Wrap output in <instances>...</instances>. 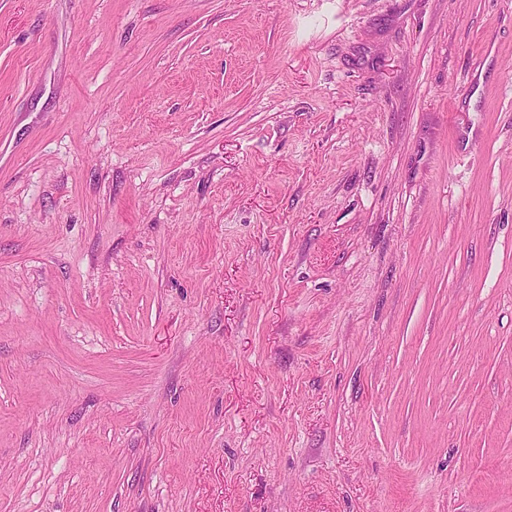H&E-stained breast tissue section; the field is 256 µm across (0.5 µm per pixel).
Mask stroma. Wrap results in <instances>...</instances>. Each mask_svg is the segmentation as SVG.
Masks as SVG:
<instances>
[{"label":"stroma","mask_w":512,"mask_h":512,"mask_svg":"<svg viewBox=\"0 0 512 512\" xmlns=\"http://www.w3.org/2000/svg\"><path fill=\"white\" fill-rule=\"evenodd\" d=\"M0 512H512V0H0Z\"/></svg>","instance_id":"35a3bbf8"}]
</instances>
